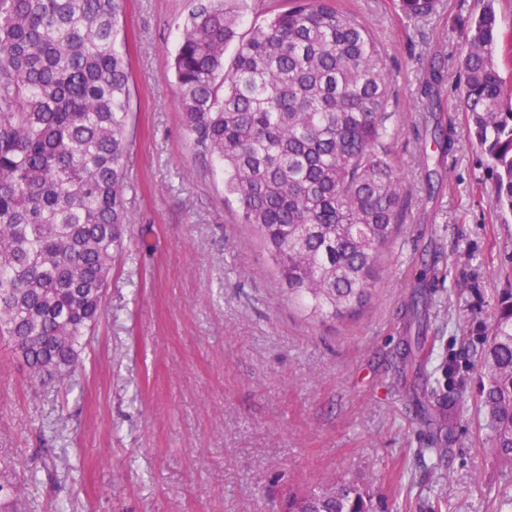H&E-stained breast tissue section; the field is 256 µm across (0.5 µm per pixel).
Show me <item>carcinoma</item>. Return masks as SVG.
<instances>
[{"label": "carcinoma", "mask_w": 512, "mask_h": 512, "mask_svg": "<svg viewBox=\"0 0 512 512\" xmlns=\"http://www.w3.org/2000/svg\"><path fill=\"white\" fill-rule=\"evenodd\" d=\"M195 0L173 60L181 118L224 172V195L311 318L357 316L405 220L392 142L395 90L368 22L341 0ZM439 0H399L409 21ZM124 0H0V342L30 379L69 382L98 324L123 245L130 62ZM502 20L486 0L461 68L466 134L512 211V82L495 62ZM234 46L230 64L225 52ZM480 412L512 467V301L481 357ZM292 495L285 512H373L339 484Z\"/></svg>", "instance_id": "cac0c4a2"}]
</instances>
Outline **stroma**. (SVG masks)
Segmentation results:
<instances>
[{
    "mask_svg": "<svg viewBox=\"0 0 512 512\" xmlns=\"http://www.w3.org/2000/svg\"><path fill=\"white\" fill-rule=\"evenodd\" d=\"M347 2L396 84L407 217L362 312L338 322L289 302L184 133L171 63L192 0H125L130 224L80 380L34 383L0 344V478L18 512H282L343 482L375 512H493L512 484L477 409L512 289V213L461 106L483 0H440L415 24L397 0Z\"/></svg>",
    "mask_w": 512,
    "mask_h": 512,
    "instance_id": "obj_1",
    "label": "stroma"
}]
</instances>
